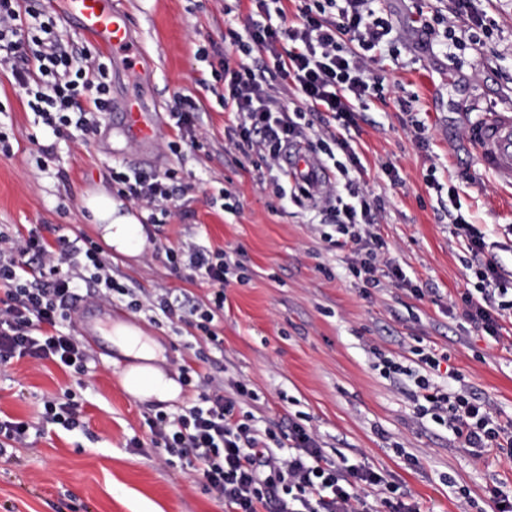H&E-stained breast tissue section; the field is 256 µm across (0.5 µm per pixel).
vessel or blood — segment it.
Listing matches in <instances>:
<instances>
[{"mask_svg": "<svg viewBox=\"0 0 512 512\" xmlns=\"http://www.w3.org/2000/svg\"><path fill=\"white\" fill-rule=\"evenodd\" d=\"M63 13L68 22L75 24L98 45L115 50L131 45V19L116 7L114 0H64ZM120 112L125 135L142 143L154 140L158 123L150 118L148 106L140 98H126ZM473 136L482 168L512 187V114L493 112L486 115L475 126ZM288 170L294 177L306 173L316 187L327 178L326 169L302 151L289 155ZM79 318L86 342L91 347H99L101 328L113 319L111 308L84 303L79 307Z\"/></svg>", "mask_w": 512, "mask_h": 512, "instance_id": "1", "label": "vessel or blood"}]
</instances>
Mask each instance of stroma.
I'll return each mask as SVG.
<instances>
[{"instance_id":"obj_1","label":"stroma","mask_w":512,"mask_h":512,"mask_svg":"<svg viewBox=\"0 0 512 512\" xmlns=\"http://www.w3.org/2000/svg\"><path fill=\"white\" fill-rule=\"evenodd\" d=\"M129 12L138 45L153 78L139 80L119 55L99 48L65 19L64 39L100 55L110 71L113 105L129 95L145 99L162 123L152 142L125 137L103 114L88 142L54 139L35 124L26 96L0 68V127L9 136L0 151V226L50 227L68 237L96 239L84 197L111 191L109 172L177 173L184 189L180 211L159 232L163 244L191 238L221 247L242 265L241 280L224 289V339L215 373L224 392L236 383L255 394L243 408L258 429L304 419L327 456L365 460L386 474L420 512H492L490 491L512 497V458L475 460L444 426L417 415L413 378L383 377L374 351L416 367L417 349H437L448 370L434 379L443 388L467 387L501 418L512 417V323L495 345L478 335L456 303L469 272V254L449 212L453 200L470 223L485 232L488 256L512 271V188L484 172L473 140L475 124L492 112L512 113V0H476L493 27L491 36L463 34L459 46L426 39L425 22H456L453 0H376L400 38L374 65L379 90L356 103V125L315 118L298 138L330 171L337 191L348 179L318 146L327 131H340L364 170L357 187L381 202L373 226L384 256L400 268L405 284L382 279L367 286L350 271L349 251L330 246L333 225L322 223L332 196L278 197L270 179L290 184L286 167L261 168L256 153L231 138L232 115L215 90L212 69L223 59L227 28L244 30L246 0H117ZM202 110V146L172 152L177 130L171 112L177 94ZM56 142L54 157L39 145ZM237 209L211 206L220 190ZM112 274L138 298L162 288H181L199 302L208 284L175 273L164 252L145 249L136 258L105 250ZM135 319L165 348L171 369L191 363L201 340L174 333L149 310ZM73 390L83 402V425H45L31 447L8 449L0 458V512H224L205 493L184 461L166 465L151 444L146 420L178 413L197 399L184 387L179 401H142L127 394L111 359L97 355L83 374L46 363L0 365V413L39 421L43 402ZM140 447H130V439Z\"/></svg>"}]
</instances>
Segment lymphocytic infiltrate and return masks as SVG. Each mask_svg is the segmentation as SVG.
Masks as SVG:
<instances>
[{
  "label": "lymphocytic infiltrate",
  "instance_id": "obj_1",
  "mask_svg": "<svg viewBox=\"0 0 512 512\" xmlns=\"http://www.w3.org/2000/svg\"><path fill=\"white\" fill-rule=\"evenodd\" d=\"M372 2L310 0L296 21L282 13L277 23L251 24L243 35L228 30L239 55L223 60L222 102L236 118L238 145L256 148L266 169L277 166L284 148L299 137L306 114L327 112L344 125L354 124L352 104L366 95L372 80L368 53L394 41L392 23L377 15ZM349 41L358 43V50L346 49ZM2 66L25 91L37 121L54 135L90 140L100 114L111 108L107 65L88 52L66 50L55 17L39 6L0 0ZM272 71L293 83L300 106L289 107L272 94L267 78ZM174 179L171 171L112 173L118 193L148 210L153 230L147 240L153 249L164 250L175 269L212 288L204 305L185 291L167 289L149 296L151 309L218 350L224 340L214 321L224 314V286L233 268L223 248L188 241L166 248L158 241L154 229L177 201ZM345 187L347 197L337 198L328 211L339 232L332 247L352 253V272L366 283L378 284L384 269L402 281L399 268L385 267L384 243L371 231L379 201L360 193L353 181ZM454 225L470 255L474 280L460 294L463 314L485 340L499 343L501 320L512 311V281L487 261L481 230L461 214ZM82 285L107 301L122 291L99 245L82 236L50 241L34 228L0 229V363L49 361L84 373L94 355L63 329ZM179 371L197 389L198 403L180 414L161 411L149 417L151 443L160 456L188 460L226 512H417L396 485L364 461L327 457L316 434L299 422L289 421L288 453L278 454L272 446L276 433L260 432L238 410L249 394L245 384L230 397L215 377L195 374L189 365ZM416 386L418 414L447 426L473 456H512V419L501 420L467 388L445 390L424 376Z\"/></svg>",
  "mask_w": 512,
  "mask_h": 512
}]
</instances>
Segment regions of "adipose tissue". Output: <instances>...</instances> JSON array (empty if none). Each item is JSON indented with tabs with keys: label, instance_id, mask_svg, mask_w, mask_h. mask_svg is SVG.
I'll use <instances>...</instances> for the list:
<instances>
[{
	"label": "adipose tissue",
	"instance_id": "1",
	"mask_svg": "<svg viewBox=\"0 0 512 512\" xmlns=\"http://www.w3.org/2000/svg\"><path fill=\"white\" fill-rule=\"evenodd\" d=\"M83 205L93 218L103 242L116 253L135 257L147 245L146 230L138 218L121 208L111 194H88ZM112 345L125 358L119 377L124 390L140 400L179 399L182 386L165 368L164 350L134 322L112 325Z\"/></svg>",
	"mask_w": 512,
	"mask_h": 512
}]
</instances>
